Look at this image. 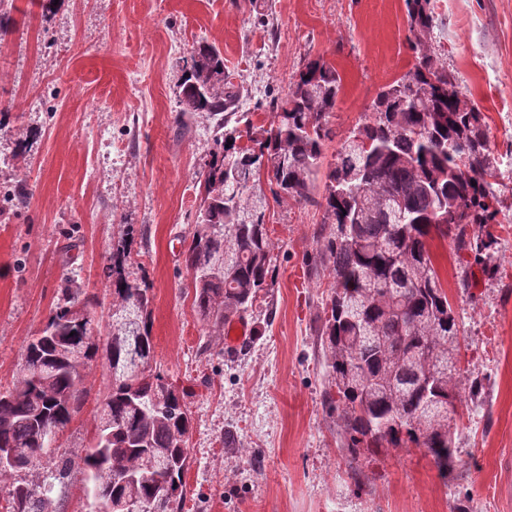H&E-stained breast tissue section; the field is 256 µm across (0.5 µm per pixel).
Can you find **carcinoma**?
<instances>
[{"label": "carcinoma", "mask_w": 512, "mask_h": 512, "mask_svg": "<svg viewBox=\"0 0 512 512\" xmlns=\"http://www.w3.org/2000/svg\"><path fill=\"white\" fill-rule=\"evenodd\" d=\"M414 69L383 86L369 120L336 150L325 192L312 191L331 139L329 117L342 78L318 57L309 60L286 97L270 103L269 127L246 119L220 120L205 163L202 197L190 240L183 242L192 280L193 308L212 336L256 307L274 285L272 241L266 224V175L277 199L316 202L334 225L319 251L332 278L319 328L329 389L325 402L339 412L343 447L361 450L420 448L442 475L465 466L455 445L457 425L440 410L461 398L460 321L440 283L428 249L435 236L485 260L494 241L479 230L492 223L499 197L483 112L437 66L431 51V0H406ZM184 72L176 123L195 112L234 114L243 90L224 71V55L207 42ZM232 144H227V141ZM126 251L112 253L109 331L94 327V297L78 298L72 280L44 326L45 338L27 341L12 387L0 392V448H14L17 467H0L3 512H52L50 493L83 469L93 497L129 501L154 512H180L191 427L186 393L152 367L149 288L128 280ZM105 360L112 377L98 414L94 443L81 451L51 446L45 433H63L82 405L86 377ZM52 467L39 471L43 460ZM31 472L27 480L20 472Z\"/></svg>", "instance_id": "cac0c4a2"}]
</instances>
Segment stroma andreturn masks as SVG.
I'll return each instance as SVG.
<instances>
[{"label":"stroma","mask_w":512,"mask_h":512,"mask_svg":"<svg viewBox=\"0 0 512 512\" xmlns=\"http://www.w3.org/2000/svg\"><path fill=\"white\" fill-rule=\"evenodd\" d=\"M431 45L475 100L501 162L488 271L452 239L430 251L461 321L460 366L482 383L457 405L464 471L442 477L420 448H391L351 467L342 424L324 403L317 328L331 279L317 259L330 227L317 206L270 202L275 285L236 348L193 310L181 243L194 229L200 173L218 124L175 115L193 45L224 55L243 111L268 125L307 59L342 78L331 164L369 117L379 89L413 69L405 0H16L0 44V195L18 182L27 205L0 218V391L55 304L62 277L97 296L106 328L119 241L125 273L148 286L155 360L187 388L192 428L182 512H512V0H431ZM80 235L68 237L72 225ZM110 383L98 365L62 442L82 449Z\"/></svg>","instance_id":"obj_1"}]
</instances>
